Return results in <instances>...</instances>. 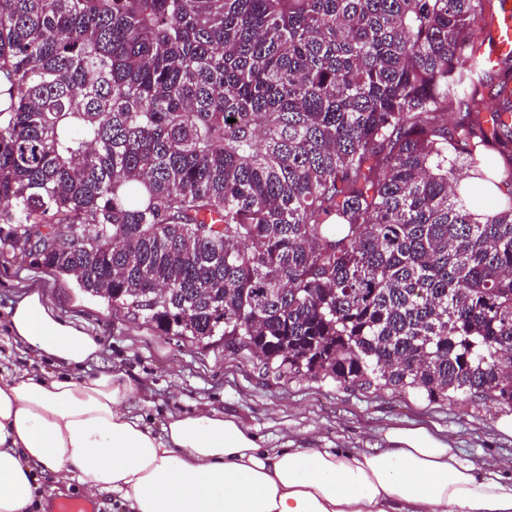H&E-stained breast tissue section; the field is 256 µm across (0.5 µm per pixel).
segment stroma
Here are the masks:
<instances>
[{"mask_svg":"<svg viewBox=\"0 0 512 512\" xmlns=\"http://www.w3.org/2000/svg\"><path fill=\"white\" fill-rule=\"evenodd\" d=\"M31 288L61 317L98 338L99 359L82 367L80 376L125 371L139 389L129 410L144 415L153 430H160L168 415L205 403L262 436L269 448L290 440L300 448L366 451L385 447L390 429L422 426L480 470L494 471L501 461L512 460V407L478 397L431 402L408 391L366 390L268 371L248 354L230 355L220 346L159 334L82 291L74 276L16 258L0 246L1 368L61 370L51 362H30L23 345L6 336L9 308Z\"/></svg>","mask_w":512,"mask_h":512,"instance_id":"obj_1","label":"stroma"}]
</instances>
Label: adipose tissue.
<instances>
[{"label":"adipose tissue","mask_w":512,"mask_h":512,"mask_svg":"<svg viewBox=\"0 0 512 512\" xmlns=\"http://www.w3.org/2000/svg\"><path fill=\"white\" fill-rule=\"evenodd\" d=\"M7 330L63 373L0 372V512H44L42 482L78 483L123 512H512V462L482 472L425 429H397L388 447L268 448L208 405L153 432L128 406L122 370L79 379L98 339L18 298Z\"/></svg>","instance_id":"ef3b65f1"}]
</instances>
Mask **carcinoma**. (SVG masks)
<instances>
[{"label": "carcinoma", "instance_id": "carcinoma-1", "mask_svg": "<svg viewBox=\"0 0 512 512\" xmlns=\"http://www.w3.org/2000/svg\"><path fill=\"white\" fill-rule=\"evenodd\" d=\"M485 16L0 0V245L267 370L512 406V100L480 111L512 57L476 59Z\"/></svg>", "mask_w": 512, "mask_h": 512}]
</instances>
